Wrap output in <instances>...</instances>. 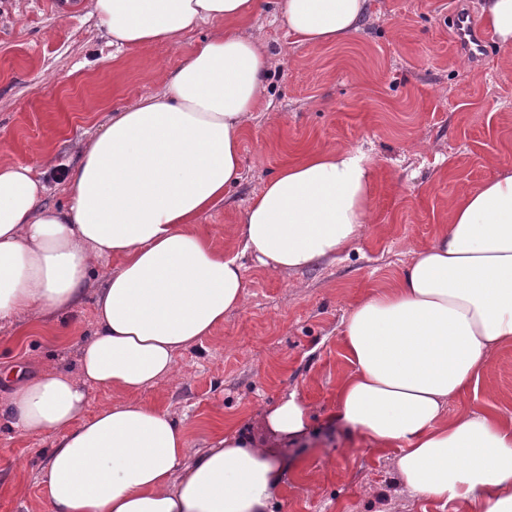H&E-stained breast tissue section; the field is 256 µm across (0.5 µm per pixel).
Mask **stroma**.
Listing matches in <instances>:
<instances>
[{"label": "stroma", "instance_id": "stroma-1", "mask_svg": "<svg viewBox=\"0 0 512 512\" xmlns=\"http://www.w3.org/2000/svg\"><path fill=\"white\" fill-rule=\"evenodd\" d=\"M459 9L478 16L477 0H372L369 17L338 44L294 43L262 12L245 23L279 65L244 134L239 184L199 218L200 232L215 249H233L250 197L309 149L356 147L372 157L371 222L346 253L297 272L242 256L243 307L178 356L177 383L141 399L181 419L197 449L216 425L247 422L289 393L309 403L310 435L277 451L288 467L272 512H455L402 493L393 453L361 451L332 415L348 368L346 313L434 240L456 198L512 168V48L487 43L477 64L456 53L451 16ZM209 33L196 28L116 54L86 0H0V162L31 166L49 182L47 205L65 206L58 166L75 162L78 143L113 112L160 91L156 73L179 66ZM94 320L88 297L47 325L0 322V370H76V343ZM466 403L512 417V347L490 359ZM47 446L0 424V512H45Z\"/></svg>", "mask_w": 512, "mask_h": 512}]
</instances>
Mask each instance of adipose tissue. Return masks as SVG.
<instances>
[{
    "label": "adipose tissue",
    "mask_w": 512,
    "mask_h": 512,
    "mask_svg": "<svg viewBox=\"0 0 512 512\" xmlns=\"http://www.w3.org/2000/svg\"><path fill=\"white\" fill-rule=\"evenodd\" d=\"M372 0H88L123 52L216 21L164 91L114 112L64 170L62 208L30 166L0 163V321L50 320L98 283L80 373H17L0 420L49 439L40 484L47 512H270L284 470L275 448L304 439L309 409L291 393L247 426L193 452L183 424L138 393L178 378L175 357L203 344L245 300L239 255L214 250L195 224L239 180L251 112L273 57L242 22L262 8L297 41L347 40ZM484 26L512 47V0H478ZM371 160L352 147L282 165L255 193L240 253L296 271L347 251L371 219ZM113 268H105L107 260ZM350 372L336 425L369 450L397 449L399 484L469 512H512V421L449 413L476 391L489 358L512 347V170L464 195L434 241L412 251L393 287L341 323ZM110 403L87 414L92 390Z\"/></svg>",
    "instance_id": "obj_1"
}]
</instances>
